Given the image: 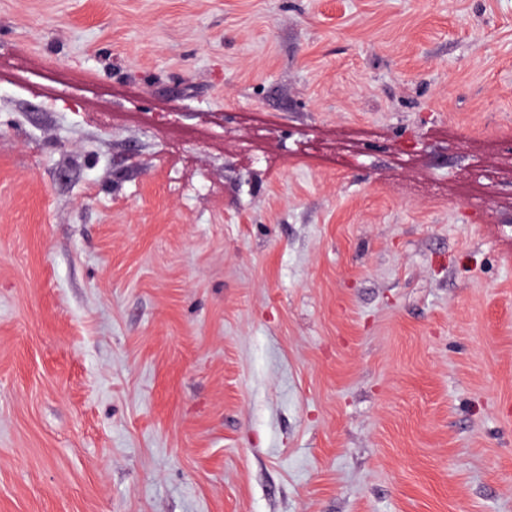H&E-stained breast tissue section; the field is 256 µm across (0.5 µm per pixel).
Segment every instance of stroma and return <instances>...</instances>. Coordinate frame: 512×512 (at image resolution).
<instances>
[{
    "label": "stroma",
    "instance_id": "35a3bbf8",
    "mask_svg": "<svg viewBox=\"0 0 512 512\" xmlns=\"http://www.w3.org/2000/svg\"><path fill=\"white\" fill-rule=\"evenodd\" d=\"M0 512H512V0H0Z\"/></svg>",
    "mask_w": 512,
    "mask_h": 512
}]
</instances>
